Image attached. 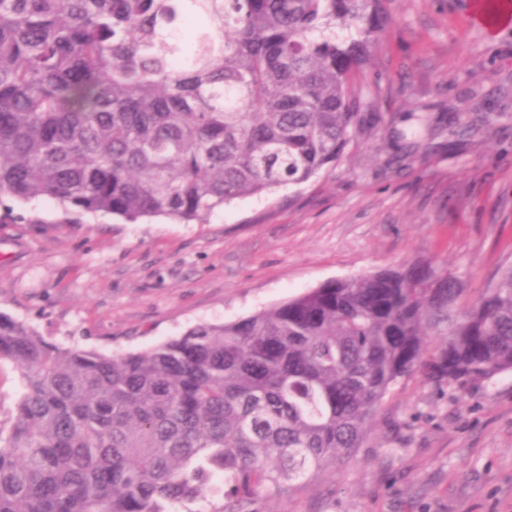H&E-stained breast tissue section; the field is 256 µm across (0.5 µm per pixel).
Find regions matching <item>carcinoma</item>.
<instances>
[{"label":"carcinoma","mask_w":512,"mask_h":512,"mask_svg":"<svg viewBox=\"0 0 512 512\" xmlns=\"http://www.w3.org/2000/svg\"><path fill=\"white\" fill-rule=\"evenodd\" d=\"M387 23L386 0H0V194L204 224L302 185L376 129ZM3 362L0 512H262L352 458L399 380L512 371V264L475 299L412 264L112 356L0 312ZM21 385L18 373L8 364L0 365V422L11 421Z\"/></svg>","instance_id":"1"}]
</instances>
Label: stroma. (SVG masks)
Segmentation results:
<instances>
[{
    "label": "stroma",
    "mask_w": 512,
    "mask_h": 512,
    "mask_svg": "<svg viewBox=\"0 0 512 512\" xmlns=\"http://www.w3.org/2000/svg\"><path fill=\"white\" fill-rule=\"evenodd\" d=\"M362 109L382 117L317 177L204 224H127L0 197V312L65 347L140 351L323 283L432 262L478 296L512 263V23L472 0H389ZM475 124L452 140L448 124ZM265 512H512V372L416 373L362 448Z\"/></svg>",
    "instance_id": "35a3bbf8"
}]
</instances>
